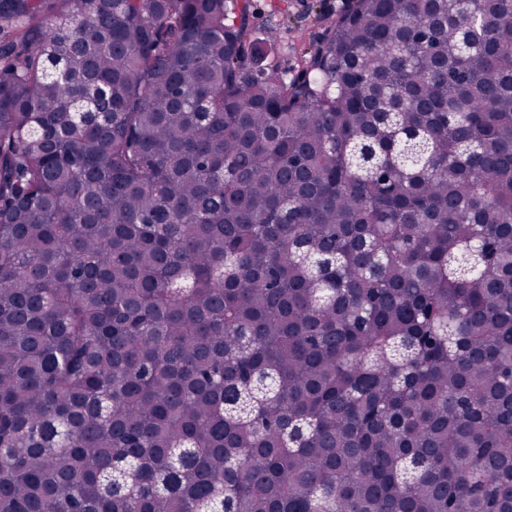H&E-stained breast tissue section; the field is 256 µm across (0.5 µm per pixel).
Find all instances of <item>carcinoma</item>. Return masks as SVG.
Returning <instances> with one entry per match:
<instances>
[{
  "label": "carcinoma",
  "mask_w": 512,
  "mask_h": 512,
  "mask_svg": "<svg viewBox=\"0 0 512 512\" xmlns=\"http://www.w3.org/2000/svg\"><path fill=\"white\" fill-rule=\"evenodd\" d=\"M0 0V512H512V0ZM348 0H249L257 36L276 37L268 62L280 76L295 74L302 58L313 51L327 25L344 13Z\"/></svg>",
  "instance_id": "carcinoma-1"
}]
</instances>
